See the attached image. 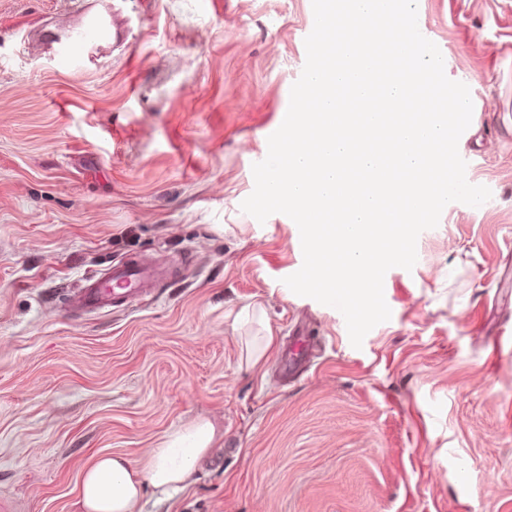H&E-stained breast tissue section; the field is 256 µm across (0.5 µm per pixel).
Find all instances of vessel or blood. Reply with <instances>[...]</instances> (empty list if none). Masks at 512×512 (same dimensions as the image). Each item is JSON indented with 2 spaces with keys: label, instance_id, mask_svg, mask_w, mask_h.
I'll use <instances>...</instances> for the list:
<instances>
[{
  "label": "vessel or blood",
  "instance_id": "b4317fda",
  "mask_svg": "<svg viewBox=\"0 0 512 512\" xmlns=\"http://www.w3.org/2000/svg\"><path fill=\"white\" fill-rule=\"evenodd\" d=\"M121 32L112 21L83 8L77 25L46 31L45 43L53 50L60 66L80 69L91 59L98 43L120 39ZM155 285V274L150 267L136 263L112 266L105 278L87 279L75 306L96 310L111 306L127 298L145 293Z\"/></svg>",
  "mask_w": 512,
  "mask_h": 512
}]
</instances>
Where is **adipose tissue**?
Instances as JSON below:
<instances>
[{"label": "adipose tissue", "instance_id": "1", "mask_svg": "<svg viewBox=\"0 0 512 512\" xmlns=\"http://www.w3.org/2000/svg\"><path fill=\"white\" fill-rule=\"evenodd\" d=\"M214 439L213 424L198 421L166 435L142 463L120 455H98L81 475V512H137L147 486L173 497L189 485L198 459L211 451Z\"/></svg>", "mask_w": 512, "mask_h": 512}]
</instances>
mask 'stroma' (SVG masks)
Masks as SVG:
<instances>
[{
    "label": "stroma",
    "mask_w": 512,
    "mask_h": 512,
    "mask_svg": "<svg viewBox=\"0 0 512 512\" xmlns=\"http://www.w3.org/2000/svg\"><path fill=\"white\" fill-rule=\"evenodd\" d=\"M75 0H0V512H80L82 468L211 422L213 451L140 512H512V0H417L473 102L449 203L388 321L350 342L283 280L287 215L241 209L306 62L312 0H95L126 37L80 70L41 40ZM160 266L142 297L87 276ZM268 320L274 342L250 364ZM313 356L286 370L294 333ZM155 285V274L148 266L138 263L113 265L104 279L85 281L75 307L96 310L111 306L133 295L144 294Z\"/></svg>",
    "instance_id": "stroma-1"
}]
</instances>
